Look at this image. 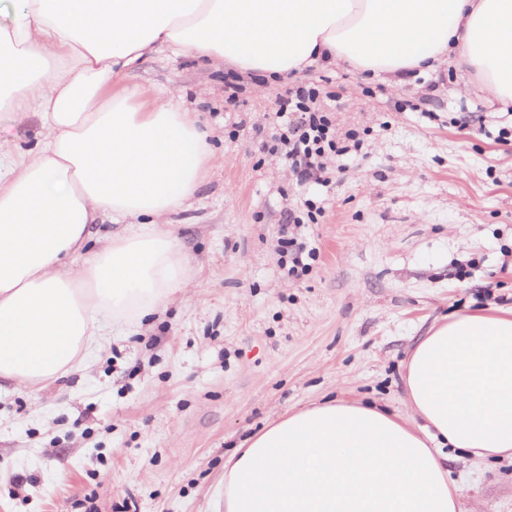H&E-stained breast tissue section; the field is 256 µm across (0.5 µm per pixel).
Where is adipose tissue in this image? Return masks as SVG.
<instances>
[{
	"label": "adipose tissue",
	"mask_w": 512,
	"mask_h": 512,
	"mask_svg": "<svg viewBox=\"0 0 512 512\" xmlns=\"http://www.w3.org/2000/svg\"><path fill=\"white\" fill-rule=\"evenodd\" d=\"M270 82L344 64L400 87L465 67L512 105V0H6L0 112V384L41 390L187 288L168 229L212 152L179 90L122 85L160 49ZM120 229L86 251L101 215ZM413 420L331 399L271 422L224 462V512H460L446 447L512 457V308L444 316L405 363ZM1 139H8L28 148L38 136L40 125L35 112H27L23 116L1 120Z\"/></svg>",
	"instance_id": "adipose-tissue-1"
}]
</instances>
